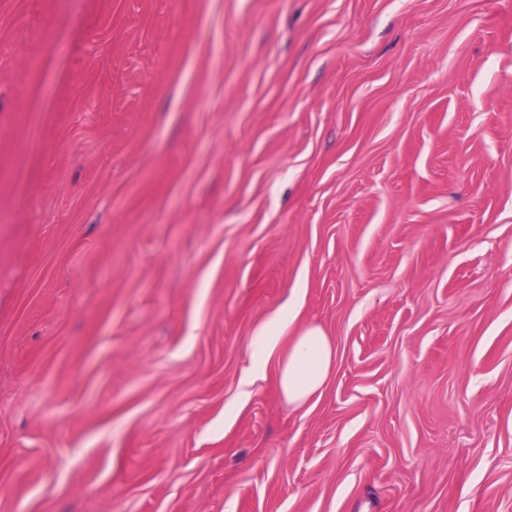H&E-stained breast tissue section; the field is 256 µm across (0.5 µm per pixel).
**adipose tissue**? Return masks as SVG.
<instances>
[{
	"label": "adipose tissue",
	"instance_id": "obj_1",
	"mask_svg": "<svg viewBox=\"0 0 512 512\" xmlns=\"http://www.w3.org/2000/svg\"><path fill=\"white\" fill-rule=\"evenodd\" d=\"M297 314L298 306L292 303L261 325L253 336L252 359L259 365L276 359L280 392L290 404L299 406L322 390L332 372L336 351L331 337L320 326L310 324L289 335ZM286 337L291 340L287 346L282 343Z\"/></svg>",
	"mask_w": 512,
	"mask_h": 512
}]
</instances>
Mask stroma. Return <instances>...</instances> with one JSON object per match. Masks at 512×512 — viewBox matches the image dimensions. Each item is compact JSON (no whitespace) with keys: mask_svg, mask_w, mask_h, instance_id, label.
I'll use <instances>...</instances> for the list:
<instances>
[{"mask_svg":"<svg viewBox=\"0 0 512 512\" xmlns=\"http://www.w3.org/2000/svg\"><path fill=\"white\" fill-rule=\"evenodd\" d=\"M0 512H512V0H0ZM299 304L295 300L288 308H280L261 325L253 336L252 360L265 364L273 356L277 358V382L281 394L289 404L305 403L322 390L330 377L336 359V351L330 336L318 325L300 328L285 351L279 346L288 328L293 325Z\"/></svg>","mask_w":512,"mask_h":512,"instance_id":"obj_1","label":"stroma"}]
</instances>
